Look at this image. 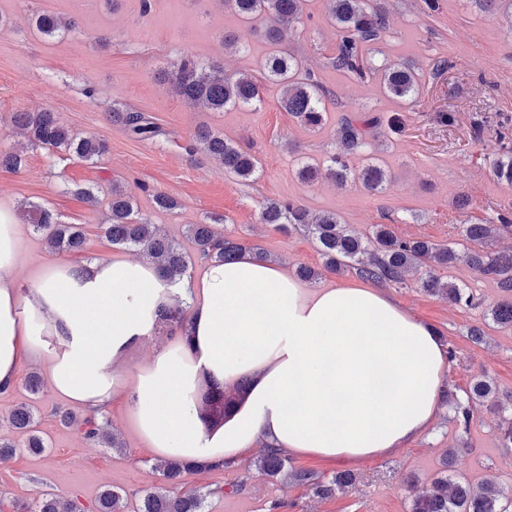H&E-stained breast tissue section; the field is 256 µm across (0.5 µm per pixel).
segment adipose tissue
<instances>
[{"mask_svg": "<svg viewBox=\"0 0 512 512\" xmlns=\"http://www.w3.org/2000/svg\"><path fill=\"white\" fill-rule=\"evenodd\" d=\"M21 259L19 223L1 211L0 393L46 354L58 395L101 413L122 400L159 458L238 459L263 439L359 463L406 447L440 411L448 350L383 289H310L244 253L180 279L145 258L58 262L24 290ZM178 302L186 330L129 369V352L160 329L158 308ZM213 381L236 393L217 427L199 412Z\"/></svg>", "mask_w": 512, "mask_h": 512, "instance_id": "1", "label": "adipose tissue"}]
</instances>
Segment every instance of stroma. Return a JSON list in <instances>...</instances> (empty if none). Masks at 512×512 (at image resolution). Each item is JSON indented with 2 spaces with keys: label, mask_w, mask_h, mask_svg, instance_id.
<instances>
[{
  "label": "stroma",
  "mask_w": 512,
  "mask_h": 512,
  "mask_svg": "<svg viewBox=\"0 0 512 512\" xmlns=\"http://www.w3.org/2000/svg\"><path fill=\"white\" fill-rule=\"evenodd\" d=\"M384 8L388 24L373 46L374 60L414 63L421 76L418 95L395 101L383 94L379 81L361 83L333 69L328 60L336 53L337 31L323 0H306L305 18L290 48L333 92L324 128L312 132L282 110L278 85L267 84L257 107L214 112L188 105L164 81L163 71L187 53L219 60L231 71L260 74L267 45L253 36L245 48H225L224 33L240 30L241 24L220 0H152L146 14L140 0H121L116 10L107 0H0V152L20 147L25 157L21 171L0 169V209L47 204L59 222L84 226L82 260H130L132 251L112 247L102 235L105 208H90L75 194L90 186L104 200L117 184L169 238L184 241L187 225L220 216L225 233L277 256L288 270L300 264L321 270L322 286L355 284L359 278L351 270L324 271L322 256L302 231L261 223L265 200L297 199L316 212L335 211L361 236L373 225L387 224L402 238L463 247V225L492 221L500 207L512 204V186L499 184L492 174L497 123L512 118V21L479 14L471 0H439L433 11L423 0H386ZM42 10L75 18L77 31L45 37L32 22ZM441 60L452 67L434 74ZM116 103L152 116L165 137L155 142L131 138L108 116ZM39 110L56 113L79 135L105 140L108 153L87 161L58 149L27 147L11 117ZM352 112L380 120L376 137L352 156L353 167L375 160L390 170L389 184L379 193L357 184L340 187L325 177L302 185V162H325L336 148L341 119ZM441 112L454 113L453 125L438 122ZM200 127L256 155L258 174L240 180L193 149ZM155 191L176 197L180 209L154 211ZM460 195L469 197L468 207H456ZM20 238L23 260L14 277L26 288L62 256L50 252L29 225H21ZM445 276L469 288L471 306H454L428 294L415 273L388 290L454 349L448 363L454 401H465L470 383L485 376L496 384L500 404L512 412V330L484 321L487 308L499 299L498 290L463 264L447 269ZM474 326L485 332L482 343L468 336ZM29 400L47 447L42 454L24 452L0 464V512H15L16 504L46 492L78 500L91 512L97 493L107 486L122 489L126 512H136L140 497L161 485L155 453L136 432L124 404H113L105 414L125 442L123 449L109 450L82 442L56 422L52 412L65 401L48 385L34 399L20 385L0 394V435L10 436L5 426L10 410ZM453 403H444L436 422L395 454L365 463L292 457L293 469L314 472L325 481L341 471L354 474V487L328 498L315 497L295 482L259 475L248 457L223 470L188 475L183 488L224 487V495L208 498L206 512H410L408 479L422 488L445 471L461 482L494 480L512 494V447H503L497 438L499 413L475 407L465 428L454 419ZM449 449L455 456L447 470L442 459ZM238 484L242 492L232 493Z\"/></svg>",
  "instance_id": "stroma-1"
}]
</instances>
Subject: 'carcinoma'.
Returning <instances> with one entry per match:
<instances>
[{
  "label": "carcinoma",
  "mask_w": 512,
  "mask_h": 512,
  "mask_svg": "<svg viewBox=\"0 0 512 512\" xmlns=\"http://www.w3.org/2000/svg\"><path fill=\"white\" fill-rule=\"evenodd\" d=\"M305 0H221L224 9L237 15L245 31L224 34V44L244 40L245 33L255 32V21H260L262 36L271 50L266 59L261 78L248 74H227L216 60H202L186 54L163 73L165 80L174 85L177 93L192 104L203 103L214 111L226 108L252 107L261 103L264 79L281 87V107L297 121L312 129L325 125L323 102L331 96L320 81L301 75L302 64L288 46V41L302 23V5ZM331 24L336 27L339 42L336 55L331 58L334 69L359 80L381 77V89L391 98L413 99L419 93V74L410 63L376 64L369 56V46L375 43L386 28L384 11L370 5V0H324ZM479 12L494 18L506 10V0H472ZM36 28L47 37L68 34L77 29V21L53 12H44L35 19ZM109 116L123 124L129 135L138 140L156 141L165 131L141 112H132L124 106L112 105ZM14 124L25 130L30 145L47 149H65L76 156L93 160L108 152L105 141L93 136H81L63 124L56 113L16 112ZM376 119L361 112L343 119L338 129L339 150L328 156L327 175L343 187L349 182H359L370 192L381 191L389 183L390 174L374 161H368L359 170L350 166V158L365 146L375 127ZM498 133L493 172L495 177L512 185V143L507 140L504 128ZM195 143L202 146L225 171L243 180L251 179L259 170V161L251 153L233 144L224 136L200 129ZM156 209L172 212L181 207L176 198L161 192L152 194ZM26 223L33 233L40 236L52 252L80 253L84 250L85 235L78 227L61 224L53 212L39 204L28 203L23 208ZM263 224L281 227L285 224L308 233L324 259V269L339 273L352 268L367 281L402 283L405 274L412 270L423 272L420 285L424 291L438 295L451 305L472 304L473 296L467 289L445 281L439 271L463 263L484 278L494 282L503 298L489 309L494 324L512 328V252L494 250L497 239L505 232H512V206L497 213L494 224H468L462 230L464 239L473 244L461 251L420 238H400L386 224H377L369 235L360 237L331 211L311 212L297 200L264 201L260 210ZM106 240L115 248L137 251L151 259L172 278L183 277L189 270V256L173 239L158 232L157 226L143 217L131 197L119 184H112L111 199L105 224L102 225ZM188 240L196 254L206 260L226 262L243 251L269 260L272 255L249 246L224 234L219 222L188 225ZM160 322L170 332L185 327L186 316L178 306L159 311ZM496 386L487 378L472 382L467 394V404L455 405V418L469 427L473 407L490 401ZM234 398V393L219 386H209L200 398V413L206 421H221ZM56 421L78 434L85 442L100 448H121L123 442L109 429L108 420L96 412L77 414L69 409L53 411ZM8 424L20 439L0 436V463L12 459L23 450L41 454L45 450L38 435L33 406L20 403L11 410ZM227 462L216 464H190L176 457L160 463L163 486L144 494L138 512H205L207 498L222 488H198L181 491L184 477L190 472L222 470ZM288 455L264 445L256 460L255 468L262 476L271 479L293 478L308 486L314 495L325 498L336 490L352 484L347 474L323 481L308 471L289 469ZM17 512H85L72 500H60L46 493L33 503L16 504ZM95 512H125L124 497L114 488H105L95 500ZM411 512H512V497L504 495L502 488L486 479L477 485L453 481L446 475L433 479L430 486L412 496Z\"/></svg>",
  "instance_id": "carcinoma-1"
}]
</instances>
